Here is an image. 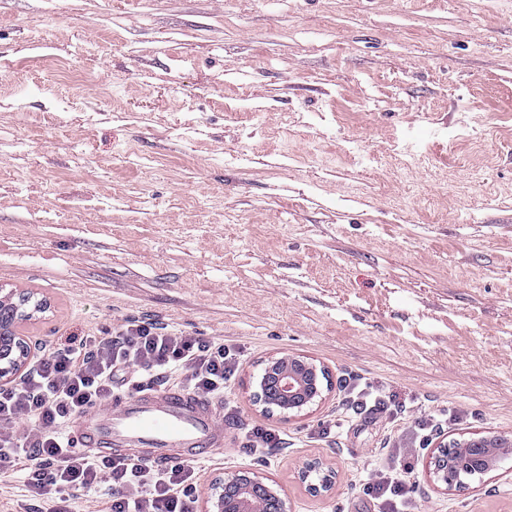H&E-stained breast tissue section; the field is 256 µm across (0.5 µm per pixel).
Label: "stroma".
Returning <instances> with one entry per match:
<instances>
[{"label": "stroma", "instance_id": "1", "mask_svg": "<svg viewBox=\"0 0 512 512\" xmlns=\"http://www.w3.org/2000/svg\"><path fill=\"white\" fill-rule=\"evenodd\" d=\"M0 286L47 300L48 349L130 321L235 347L198 500L250 469L291 512H379L356 479L402 445L415 512H512V459L446 494L418 448L429 413L512 435V0H0ZM292 353L332 391L285 421L251 394ZM365 388L358 389L354 387L345 398L349 402L354 412L361 414L363 412H370L374 410L387 411L388 406L383 400H378L377 397L371 398L370 394H365ZM373 402V405L368 407V404ZM284 441L285 439L274 430L256 426L251 429L248 445L254 451L269 450L270 448H280Z\"/></svg>", "mask_w": 512, "mask_h": 512}]
</instances>
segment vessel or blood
I'll return each instance as SVG.
<instances>
[{
	"label": "vessel or blood",
	"instance_id": "1",
	"mask_svg": "<svg viewBox=\"0 0 512 512\" xmlns=\"http://www.w3.org/2000/svg\"><path fill=\"white\" fill-rule=\"evenodd\" d=\"M78 447L162 465L197 458L224 444V414L212 400L185 391L117 394L73 426Z\"/></svg>",
	"mask_w": 512,
	"mask_h": 512
}]
</instances>
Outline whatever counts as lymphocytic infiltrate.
<instances>
[{"label":"lymphocytic infiltrate","mask_w":512,"mask_h":512,"mask_svg":"<svg viewBox=\"0 0 512 512\" xmlns=\"http://www.w3.org/2000/svg\"><path fill=\"white\" fill-rule=\"evenodd\" d=\"M239 355L220 339L178 333L154 323H129L112 336H82L42 356L25 377L0 392V474L21 479L18 512H73V491L103 492V512H194L199 470L184 461L155 465L87 454L71 428L84 413L128 389L175 385L223 396ZM411 465L377 467L359 487L382 512H410Z\"/></svg>","instance_id":"1"}]
</instances>
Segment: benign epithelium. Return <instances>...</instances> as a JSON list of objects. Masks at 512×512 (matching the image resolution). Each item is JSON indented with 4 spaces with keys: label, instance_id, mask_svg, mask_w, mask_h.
Segmentation results:
<instances>
[{
    "label": "benign epithelium",
    "instance_id": "obj_1",
    "mask_svg": "<svg viewBox=\"0 0 512 512\" xmlns=\"http://www.w3.org/2000/svg\"><path fill=\"white\" fill-rule=\"evenodd\" d=\"M46 308V302L32 292L16 293L0 287V390L15 385L40 354L23 331V323ZM325 373V367L305 355L270 357L252 392L253 402L261 411L276 412L284 420L298 416L329 395L331 386L322 379ZM511 453V436H473L452 443L441 440L429 454L426 470L436 488L448 493L470 481L483 482L497 470V459ZM320 471L319 463L310 462L303 477L319 474L311 490L326 495L333 490V477ZM258 499L263 500V512H290L287 500L268 478L248 470L227 473L216 480L205 512H253Z\"/></svg>",
    "mask_w": 512,
    "mask_h": 512
}]
</instances>
